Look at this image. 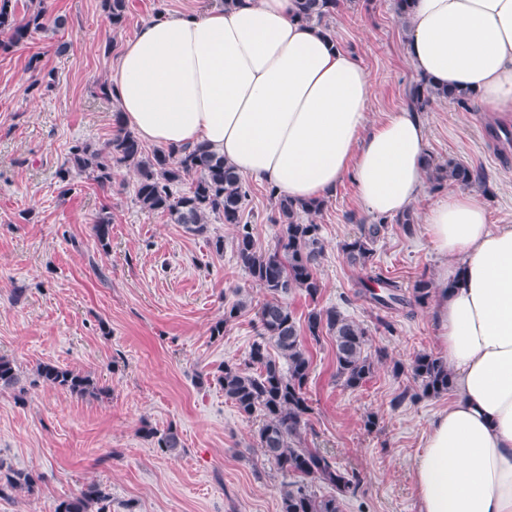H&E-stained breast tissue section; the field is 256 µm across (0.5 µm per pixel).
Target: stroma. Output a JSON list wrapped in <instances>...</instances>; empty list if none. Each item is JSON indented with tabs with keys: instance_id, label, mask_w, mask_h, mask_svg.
<instances>
[{
	"instance_id": "35a3bbf8",
	"label": "stroma",
	"mask_w": 512,
	"mask_h": 512,
	"mask_svg": "<svg viewBox=\"0 0 512 512\" xmlns=\"http://www.w3.org/2000/svg\"><path fill=\"white\" fill-rule=\"evenodd\" d=\"M46 6L49 14L66 16V27L0 53V356L15 362L26 386L20 400L0 389V458L43 475L36 494L0 499V512H55L59 501L92 480L107 486L111 512H279L282 478L256 444L261 418L240 415L213 380L224 362L247 357L255 308L267 297L232 249L218 254L208 245L216 237L231 241L232 226L214 216L207 236H196L166 215L141 209L128 167L115 168L108 191L83 178L65 195L56 177L72 141L100 145L111 138L116 106L97 96L96 84L111 79L124 41L146 20L199 2L128 0L127 22L117 31L100 0H46ZM329 26L372 78L370 120L408 99L418 78L392 0H347ZM34 55L46 84L36 96L27 91L37 76L28 68ZM421 118L428 156L481 170L487 190L479 198L491 223L512 224V143L488 136L486 114L476 104L465 110L438 100ZM245 185L256 242L271 248L276 227L268 189L250 179ZM104 211L112 217L106 251L93 230ZM373 220L353 182L343 180L315 218L325 244L318 268L324 288L314 302L299 292L287 297L300 318L315 306L337 308L367 328L368 352L388 354L366 384L349 390L336 380L330 338L307 341L312 413L305 442L358 475L344 512H418L414 459L449 397H416L411 375L393 372L394 362L440 355L431 306L410 316L390 313L394 330L388 333L358 294L369 272L351 265L340 245ZM438 264L418 228L408 234L389 222L375 244L373 271L407 288L433 279ZM239 287L249 290L252 308L222 339H212L211 325ZM42 362L89 373L111 393L80 398L45 385L35 376ZM201 374L210 375L209 384L198 385ZM404 391L411 399L394 405ZM371 415L377 418L372 428L365 424ZM145 424L175 427L180 450L154 448L139 434Z\"/></svg>"
}]
</instances>
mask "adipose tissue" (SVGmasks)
<instances>
[{
  "mask_svg": "<svg viewBox=\"0 0 512 512\" xmlns=\"http://www.w3.org/2000/svg\"><path fill=\"white\" fill-rule=\"evenodd\" d=\"M297 0L225 4L144 22L115 64V101L146 143H203L298 201L352 179L363 209L395 216L424 189L427 137L403 103L368 121L355 56L302 25ZM406 55L420 78L512 113V0H415ZM439 256L433 321L453 398L414 461L418 512H512V224L451 191L423 215Z\"/></svg>",
  "mask_w": 512,
  "mask_h": 512,
  "instance_id": "ef3b65f1",
  "label": "adipose tissue"
}]
</instances>
